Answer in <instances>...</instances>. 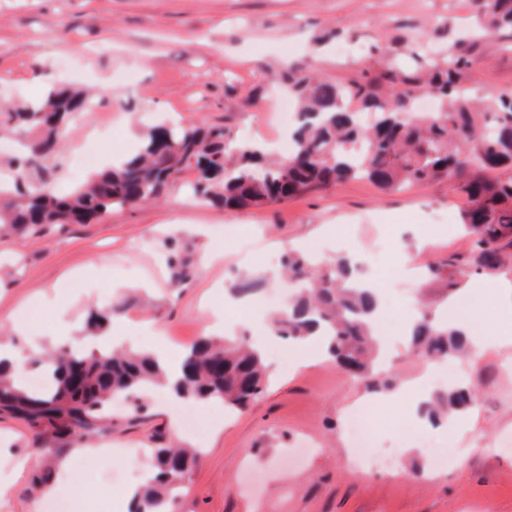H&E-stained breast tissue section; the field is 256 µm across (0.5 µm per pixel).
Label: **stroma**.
<instances>
[{"mask_svg":"<svg viewBox=\"0 0 512 512\" xmlns=\"http://www.w3.org/2000/svg\"><path fill=\"white\" fill-rule=\"evenodd\" d=\"M475 25L469 0H0V99H29L59 82L94 87L109 80L119 100L106 164L136 152L161 115L223 126L231 141L276 147L284 134L265 115L277 93L270 75L284 64L309 54L327 80L374 78L392 63L413 67L403 52L411 38L443 29L465 35ZM374 45L385 54L369 55ZM471 86L482 97L512 88V52L480 63ZM89 128L78 121L64 135L59 192L88 175L70 160L84 150ZM195 180V172H186L165 201L116 210L91 224L0 239L4 341L23 350L45 341L69 345L64 319H82L91 304L106 308L146 293L152 308L129 307L113 326L156 329L178 355L222 314L232 334L264 343L266 388L229 416L218 404L200 407L204 418L221 419L201 443L147 397V410L135 418L114 415L111 433L93 442L123 449V457L103 465L74 451L88 483L57 482L48 490L31 482L42 461L29 453V428L1 418L0 481L9 490L0 512H47L59 494L89 512H126L121 489L100 498L97 488L133 478L129 459L174 440L200 450L178 512H512V347L490 349L475 368L457 360L460 379L477 394V409L466 419L479 442L456 452L452 465L431 470L427 455L400 450H414L422 436L437 443L457 438L455 421L426 426L407 416L405 402L385 397L386 384L417 378L427 359L400 348L374 387L349 385L327 358L285 372L275 356L285 339L254 331L255 323H267L280 281L252 297L257 317L224 303L225 279L274 268L285 251L305 250L313 240L322 242L324 261L353 242L402 318L421 307L452 318L464 293L446 291L430 268L471 247L460 224L463 198L444 181L384 193L351 179L279 205L225 210L201 201L185 205ZM172 250L178 259L170 265ZM371 403L382 420L379 457L359 465L344 416Z\"/></svg>","mask_w":512,"mask_h":512,"instance_id":"1","label":"stroma"}]
</instances>
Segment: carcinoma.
<instances>
[{
  "label": "carcinoma",
  "instance_id": "cac0c4a2",
  "mask_svg": "<svg viewBox=\"0 0 512 512\" xmlns=\"http://www.w3.org/2000/svg\"><path fill=\"white\" fill-rule=\"evenodd\" d=\"M471 5L485 34L511 52L512 0H471ZM478 55L477 44L462 40L452 41L441 54L419 53L415 71L390 69L383 75L389 86L401 87L394 96L371 79L325 80L311 61L301 62L279 78L299 102L287 154L272 159L261 143H230L222 126L159 124L144 135L135 154L95 173L67 197L54 189L60 132L88 112L92 97L74 88H51L38 105H1L0 130H21L28 141L14 158V177L0 184V235L85 224L114 209L154 203L190 169L197 174L195 194L224 208L275 205L346 179H366L383 193L448 180L465 196L461 223L474 236V249L468 256H449L431 272L448 288L474 274H495L512 256V90L488 100L468 94L464 82ZM415 92L438 103L426 119L414 112ZM281 265L298 288L272 317L278 334L299 344L314 330H324L327 354L350 379L367 382L378 356L375 295L349 284L343 257L312 266L307 256L290 251ZM261 282L243 275L234 291L248 297ZM110 322L108 313L91 308L84 330L103 336ZM408 345L414 354L448 361L463 352L466 341L460 329L434 325L426 310L415 321ZM43 361L51 376L44 390L28 385L15 367L0 360V415L30 429L31 453L44 459L32 477L40 488L54 482V466L62 456L112 431L107 407L115 395L139 400L168 386L174 401L220 402L233 411L263 391L267 370L257 349L226 336H203L188 347L172 381L156 356L136 350L59 347L45 352ZM474 399L469 387L456 382L424 412L435 421L444 410L470 408ZM152 452L154 474L134 491L131 512H175L178 490L197 452L180 445Z\"/></svg>",
  "mask_w": 512,
  "mask_h": 512
}]
</instances>
